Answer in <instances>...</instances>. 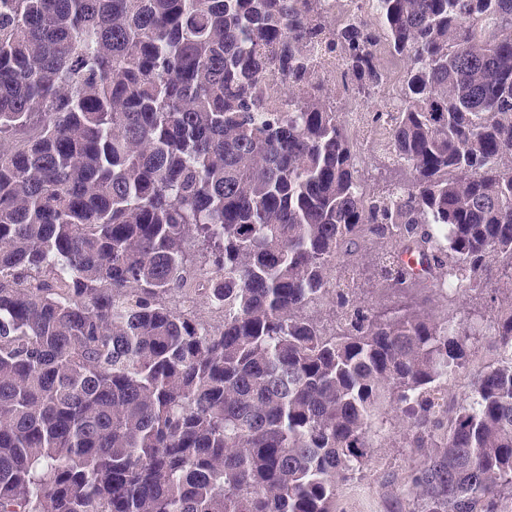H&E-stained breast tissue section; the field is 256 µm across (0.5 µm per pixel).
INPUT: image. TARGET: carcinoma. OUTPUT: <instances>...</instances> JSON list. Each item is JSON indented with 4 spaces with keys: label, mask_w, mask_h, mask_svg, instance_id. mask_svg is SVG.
<instances>
[{
    "label": "carcinoma",
    "mask_w": 512,
    "mask_h": 512,
    "mask_svg": "<svg viewBox=\"0 0 512 512\" xmlns=\"http://www.w3.org/2000/svg\"><path fill=\"white\" fill-rule=\"evenodd\" d=\"M376 17L0 0V512H336L389 407L418 456L393 512H512V310L457 406L444 384L483 328L438 311L512 261V0ZM380 45L402 106L370 124L409 171L385 194L314 65L336 52L368 97ZM369 242L390 306L356 293ZM194 246L210 330L169 302ZM324 299L333 335L303 314Z\"/></svg>",
    "instance_id": "1"
}]
</instances>
